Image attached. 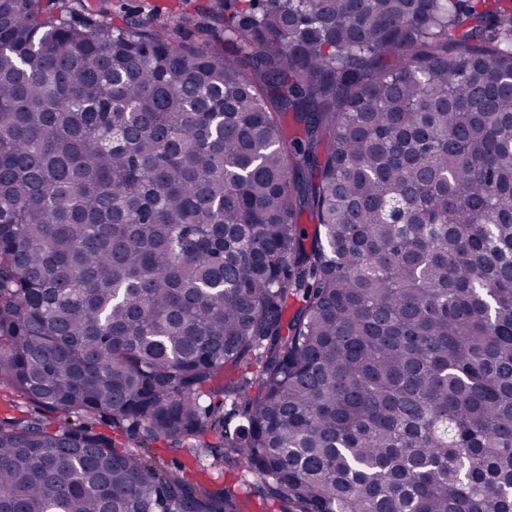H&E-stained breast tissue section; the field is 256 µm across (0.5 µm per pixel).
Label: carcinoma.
<instances>
[{
  "label": "carcinoma",
  "instance_id": "obj_1",
  "mask_svg": "<svg viewBox=\"0 0 512 512\" xmlns=\"http://www.w3.org/2000/svg\"><path fill=\"white\" fill-rule=\"evenodd\" d=\"M69 2L0 0V382L80 419L0 512H512V0ZM219 1L222 8L216 13L214 5ZM75 7L109 16L116 24H123V19L133 17L146 29L174 19L183 23L187 38L195 33L194 26L198 22H208L224 34V0H81ZM87 423L93 427V430L96 433H101L102 435L111 438L118 448H123V445L120 443H147L143 433H140L136 436H128L126 433L121 432L118 429H113L112 423L104 418L96 417L88 419ZM149 454L162 460L169 467H186V476L190 479L209 484L214 489H220L224 485H229L233 480V475L224 476V468L214 467L213 457L211 455H202L196 448H170L163 443H153L146 448ZM208 469L203 472V469Z\"/></svg>",
  "mask_w": 512,
  "mask_h": 512
}]
</instances>
